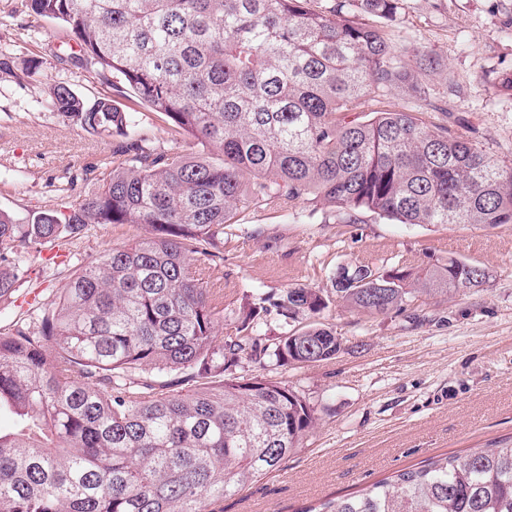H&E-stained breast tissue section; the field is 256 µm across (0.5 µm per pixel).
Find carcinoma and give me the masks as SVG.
Listing matches in <instances>:
<instances>
[{
	"mask_svg": "<svg viewBox=\"0 0 512 512\" xmlns=\"http://www.w3.org/2000/svg\"><path fill=\"white\" fill-rule=\"evenodd\" d=\"M403 0H28L69 31L56 58L118 80L206 154L153 153L112 100L86 102L61 78L48 104L89 133L122 138L119 164L66 210L21 224L0 210V301L19 291L32 250L66 245L91 224L149 234L105 251L39 309L38 332L0 331V512H224L280 469L316 418L297 391L258 376L225 379L241 360L308 364L336 356L316 318L331 296L303 286L272 307L309 323L268 346L251 309L216 341L224 285L211 262L224 225L252 204L303 201L355 223L512 224V168L463 135L382 107L399 90L428 102L442 68L398 60L389 24ZM253 175L244 182L243 175ZM352 268L333 288L347 308L400 311L416 294L489 281L450 257L412 272ZM180 374L190 384L177 390ZM306 512H512V444L453 454L329 498Z\"/></svg>",
	"mask_w": 512,
	"mask_h": 512,
	"instance_id": "carcinoma-1",
	"label": "carcinoma"
}]
</instances>
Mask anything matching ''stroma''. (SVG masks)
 I'll list each match as a JSON object with an SVG mask.
<instances>
[{"instance_id":"35a3bbf8","label":"stroma","mask_w":512,"mask_h":512,"mask_svg":"<svg viewBox=\"0 0 512 512\" xmlns=\"http://www.w3.org/2000/svg\"><path fill=\"white\" fill-rule=\"evenodd\" d=\"M392 32L403 62L423 49L446 68L429 82V105L392 91V107L462 134L512 166V91L500 85L512 76V0H404ZM68 40L63 24L30 13L25 0H0V49L10 50L0 59V210L21 220L61 209L64 198L78 200L117 143L47 108V88L63 76L54 50ZM31 59L40 63L32 75L25 71ZM68 78L86 101L106 97L131 114L154 152H198L162 114L94 73ZM147 233L142 225L95 224L74 243L43 246L16 296L0 302V329H10L33 301H52L80 266ZM223 254L215 269L224 279L223 336L234 335L261 299L298 286L331 293L343 266L417 270L455 257L490 275L482 290L421 295L401 311L371 314L333 303L323 314L342 340L333 358L232 367V375L298 391L316 424L280 471L226 499L224 512H300L427 458L512 439V224L408 225L366 212L348 224L303 202L264 205L225 225Z\"/></svg>"}]
</instances>
